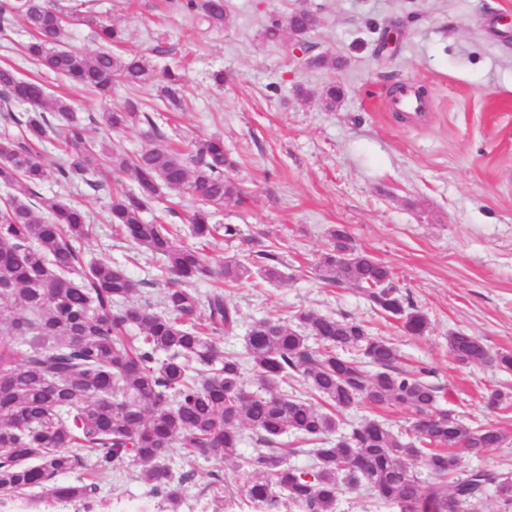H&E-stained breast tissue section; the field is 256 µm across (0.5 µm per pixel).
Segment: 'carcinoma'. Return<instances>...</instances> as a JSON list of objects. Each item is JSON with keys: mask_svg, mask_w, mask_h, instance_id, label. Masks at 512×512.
Masks as SVG:
<instances>
[{"mask_svg": "<svg viewBox=\"0 0 512 512\" xmlns=\"http://www.w3.org/2000/svg\"><path fill=\"white\" fill-rule=\"evenodd\" d=\"M94 2L72 0L66 7L60 0H6L0 3V24L21 19L30 35L22 44L23 57L38 72L102 97L110 96L115 82L157 84L165 107L181 109L182 68L158 73L143 56L114 53L124 41L122 29L97 24L98 49L92 53L64 46L60 16L88 14ZM176 6L209 28L224 26V0H177ZM317 26L314 13L295 11L283 21L271 20L264 37L276 42L286 31L302 44ZM0 94L29 107L23 115L7 112L4 121L17 132L0 135V186L10 190L0 204V497H26L48 485L53 501L82 502L97 492L99 475L129 460L139 464L138 478L168 512H178L189 479L173 476L167 464L178 443L191 456L242 465L255 475L235 500L224 496V480L213 477L201 490L211 512H226L228 504L253 512L268 504L276 512H336L343 492L357 487L399 512H458L462 505L475 506L492 487L504 512H512L511 478L488 469L448 478L459 470L460 452L479 456L508 435L492 423L466 425L453 410L437 408L427 371L401 368L397 348L369 336L354 320L298 309L290 322H254L244 341L259 387L246 390L242 359L224 353L216 341L236 331V308L224 298V289L202 298L191 284L212 278L239 282L251 276L259 259L263 278L279 281L282 271L272 250L217 267L203 256L215 236L238 235L230 224L211 223V208L246 198L225 175L233 161L222 138L198 140L187 153L169 149L144 104L130 101L99 120L113 133L145 127L146 146L130 161L94 145L69 102L49 95L40 78L0 66ZM320 97L332 111L343 89L327 85ZM58 122L67 127L68 161L51 173L33 146L51 141ZM109 164L133 172V187L108 191V221L115 234L162 261L158 271L167 288L158 310L133 301L141 282L125 267L83 260L82 244L95 231L84 210L56 196L28 202L50 176L63 187L81 181L103 190L106 183L91 176ZM163 189L193 201L188 221L196 246L181 245L178 231L165 224L145 221L144 212ZM38 205L41 216L34 211ZM329 237L330 246L317 262L323 279L367 291L406 333L425 334L428 318L395 292L391 270L357 250L344 226L332 227ZM17 336L25 342L23 352ZM311 337L318 347L309 345ZM448 348L461 364L512 366L511 355L492 356L470 334H452ZM298 375L326 409L288 394ZM365 401L398 403L414 411L416 421L401 436L376 419L351 424L336 436L338 415ZM245 428L262 444L248 456L240 453ZM287 433L305 445L311 467L288 463L278 447ZM87 453L94 457L91 468L74 482H57L84 469ZM422 456L433 476L425 485L409 466Z\"/></svg>", "mask_w": 512, "mask_h": 512, "instance_id": "carcinoma-1", "label": "carcinoma"}]
</instances>
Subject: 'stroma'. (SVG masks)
Segmentation results:
<instances>
[{
	"instance_id": "stroma-1",
	"label": "stroma",
	"mask_w": 512,
	"mask_h": 512,
	"mask_svg": "<svg viewBox=\"0 0 512 512\" xmlns=\"http://www.w3.org/2000/svg\"><path fill=\"white\" fill-rule=\"evenodd\" d=\"M320 19L306 39L308 56L341 59V66L310 67L297 59L291 36L265 41L270 19L299 9ZM224 27L206 29L169 0H101L97 18L122 28V52L148 57L156 69H186L181 111L164 131L183 147L218 135L235 162L228 175L249 200L229 202L215 215L238 230L205 250L212 264L271 246L282 280L260 273L225 287L238 310L236 335L220 337L226 352L244 353L253 322L298 309L346 317L370 335L394 343L401 366L424 368L439 403L466 423L491 422L512 438V403L489 412L482 398L492 386L512 396V370L466 366L448 350L456 332L480 337L491 353H512V0H225ZM171 52L152 55L157 35ZM223 70V85L211 74ZM51 94L70 99L81 121L136 99L155 109V86H117L111 99L47 78ZM329 83L343 100L325 110L317 96ZM424 90L429 109L417 119L382 108L398 84ZM310 97H299V89ZM63 195L97 225L86 258L124 266L144 283L140 304L158 305L165 288L150 259L102 221L108 196L85 185ZM346 225L358 250L394 275L400 294L429 320L426 335L403 332L374 307L367 294L323 280L316 261L328 246L330 227ZM173 475L190 473L179 512H207L201 494L211 473L224 476L225 493H237L246 468L197 459L174 450ZM127 461L100 475L89 505L55 503L50 512H124L132 503L165 512Z\"/></svg>"
}]
</instances>
